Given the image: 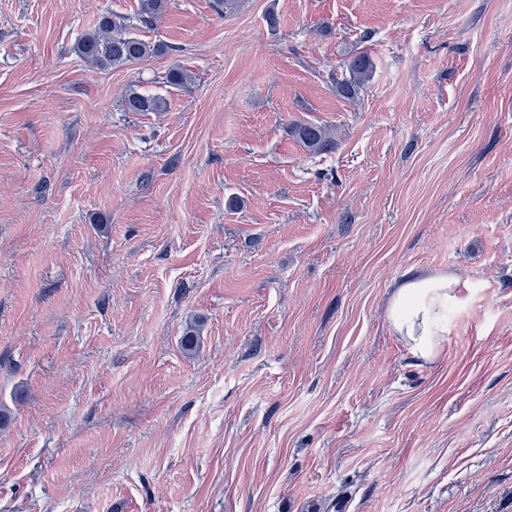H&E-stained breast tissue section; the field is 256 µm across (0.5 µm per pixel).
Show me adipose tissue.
Returning a JSON list of instances; mask_svg holds the SVG:
<instances>
[{"label": "adipose tissue", "mask_w": 512, "mask_h": 512, "mask_svg": "<svg viewBox=\"0 0 512 512\" xmlns=\"http://www.w3.org/2000/svg\"><path fill=\"white\" fill-rule=\"evenodd\" d=\"M452 274L417 276L396 284L387 309L391 330L417 360L433 362L448 337V309L457 301Z\"/></svg>", "instance_id": "ef3b65f1"}]
</instances>
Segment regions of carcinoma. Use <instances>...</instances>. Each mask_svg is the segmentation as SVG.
I'll list each match as a JSON object with an SVG mask.
<instances>
[{
	"mask_svg": "<svg viewBox=\"0 0 512 512\" xmlns=\"http://www.w3.org/2000/svg\"><path fill=\"white\" fill-rule=\"evenodd\" d=\"M166 8L167 0H141L140 10L134 16L105 15L94 30L78 41L75 52L84 62L100 69L134 64L163 55L169 51L167 45L148 42L133 33L132 29L138 25H152ZM373 69L368 54L350 57L343 64L341 77L335 80L336 94L348 100L358 97L370 81ZM123 102L127 112H159L166 106L160 96L143 95L133 90L124 96ZM290 134L315 154L330 152L336 147L330 130L319 124L296 123L291 126Z\"/></svg>",
	"mask_w": 512,
	"mask_h": 512,
	"instance_id": "carcinoma-1",
	"label": "carcinoma"
}]
</instances>
